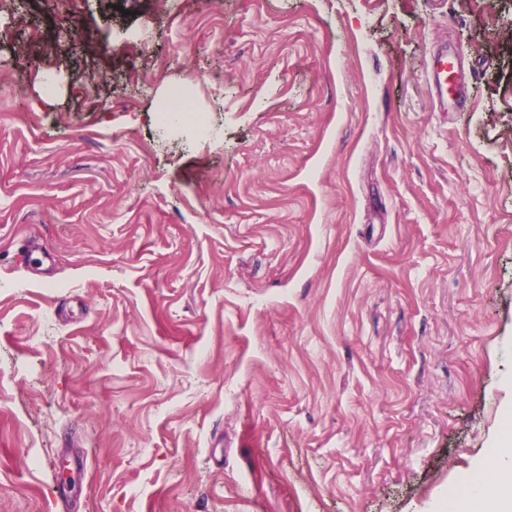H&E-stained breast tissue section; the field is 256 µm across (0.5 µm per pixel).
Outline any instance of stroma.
Segmentation results:
<instances>
[{
	"label": "stroma",
	"instance_id": "obj_1",
	"mask_svg": "<svg viewBox=\"0 0 512 512\" xmlns=\"http://www.w3.org/2000/svg\"><path fill=\"white\" fill-rule=\"evenodd\" d=\"M511 405L512 0H0V512H429ZM429 78L440 107L447 110L448 100L465 105L467 74L457 57L439 52L430 65Z\"/></svg>",
	"mask_w": 512,
	"mask_h": 512
}]
</instances>
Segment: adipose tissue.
Here are the masks:
<instances>
[{"label": "adipose tissue", "instance_id": "ef3b65f1", "mask_svg": "<svg viewBox=\"0 0 512 512\" xmlns=\"http://www.w3.org/2000/svg\"><path fill=\"white\" fill-rule=\"evenodd\" d=\"M487 470L493 475L488 488L475 479L476 474ZM474 471V476L462 481L470 496L463 505L465 512H512V436L498 441L493 456L475 466Z\"/></svg>", "mask_w": 512, "mask_h": 512}]
</instances>
